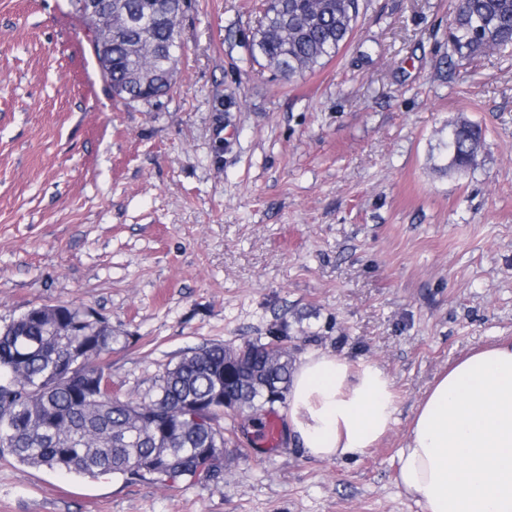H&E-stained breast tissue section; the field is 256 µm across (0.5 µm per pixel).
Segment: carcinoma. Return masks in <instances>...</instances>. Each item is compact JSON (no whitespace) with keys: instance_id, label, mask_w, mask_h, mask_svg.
I'll return each mask as SVG.
<instances>
[{"instance_id":"cac0c4a2","label":"carcinoma","mask_w":512,"mask_h":512,"mask_svg":"<svg viewBox=\"0 0 512 512\" xmlns=\"http://www.w3.org/2000/svg\"><path fill=\"white\" fill-rule=\"evenodd\" d=\"M267 7L253 40L267 65L301 75L332 59L353 32L358 0H284ZM175 21L164 18L139 33L112 34V56L102 57V31L89 25L99 65H112L118 98L139 95L130 68L175 74L182 51L167 48ZM449 39L464 60L512 45V0H457ZM482 142L479 126H448L443 142L452 165L470 166ZM86 309L69 304L32 308L0 328V449L35 467L84 477L112 474L174 482L214 478L224 460V414L218 398L231 390L241 410L256 413L285 399L292 362L284 338L211 344L166 367L137 399L112 394L102 360L119 337Z\"/></svg>"}]
</instances>
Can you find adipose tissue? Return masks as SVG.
Instances as JSON below:
<instances>
[{"label":"adipose tissue","instance_id":"adipose-tissue-1","mask_svg":"<svg viewBox=\"0 0 512 512\" xmlns=\"http://www.w3.org/2000/svg\"><path fill=\"white\" fill-rule=\"evenodd\" d=\"M396 394L370 362L313 352L288 389V434L308 456L363 454L396 422ZM398 483L425 512H512V342L470 351L419 402Z\"/></svg>","mask_w":512,"mask_h":512}]
</instances>
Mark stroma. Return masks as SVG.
Here are the masks:
<instances>
[{"mask_svg": "<svg viewBox=\"0 0 512 512\" xmlns=\"http://www.w3.org/2000/svg\"><path fill=\"white\" fill-rule=\"evenodd\" d=\"M259 0H185L172 90L117 103L76 0H0V326L74 303L138 396L204 344L286 334L391 378L396 422L354 459L255 445L221 417L224 474L96 479L0 453V512H424L397 483L418 402L512 340V49L456 60L452 0H360L351 38L294 77L253 59ZM479 125L475 163L441 148Z\"/></svg>", "mask_w": 512, "mask_h": 512, "instance_id": "1", "label": "stroma"}]
</instances>
